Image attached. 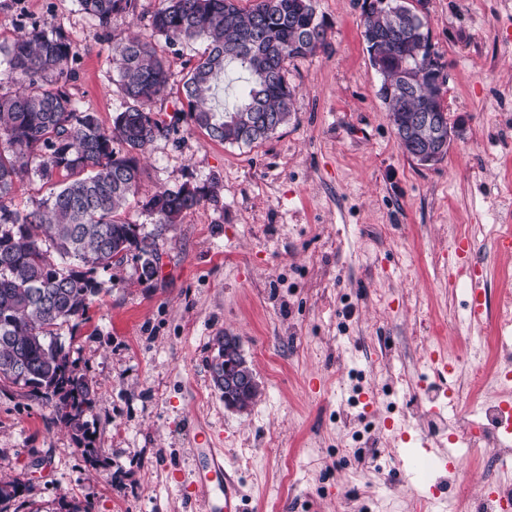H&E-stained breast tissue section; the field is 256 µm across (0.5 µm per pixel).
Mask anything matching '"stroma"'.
I'll use <instances>...</instances> for the list:
<instances>
[{
	"instance_id": "obj_1",
	"label": "stroma",
	"mask_w": 512,
	"mask_h": 512,
	"mask_svg": "<svg viewBox=\"0 0 512 512\" xmlns=\"http://www.w3.org/2000/svg\"><path fill=\"white\" fill-rule=\"evenodd\" d=\"M160 0H136L108 27L77 0H0V42L45 21L74 39L69 91L111 127L122 98L113 49L150 36ZM327 38L287 64L298 92L268 139H210L190 122L145 151L144 186L216 182L217 200L187 213L161 243L163 270L140 283L135 261L102 273L85 322L62 329L97 398L77 441L52 403L0 388V476L19 479L0 512H202L170 480L191 473L193 433L220 435L224 464L247 512H419L408 462L393 455L394 424L433 443L466 441L499 387L471 393L474 364H512V325L497 298L512 294V0H427L432 41L448 64L443 104L456 134L422 166L403 153L377 96L360 0H315ZM204 42L160 44L171 71L153 111L181 106ZM467 238V274L448 284V248ZM487 314L469 323L471 278ZM240 337L260 384L252 410L225 408L209 363L213 336ZM455 363L456 411L426 364ZM322 381L311 390V377ZM373 401H366V394ZM490 450L465 451L459 473L433 471L447 512H478Z\"/></svg>"
}]
</instances>
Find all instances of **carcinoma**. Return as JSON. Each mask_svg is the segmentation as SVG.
I'll return each mask as SVG.
<instances>
[{"label":"carcinoma","instance_id":"1","mask_svg":"<svg viewBox=\"0 0 512 512\" xmlns=\"http://www.w3.org/2000/svg\"><path fill=\"white\" fill-rule=\"evenodd\" d=\"M82 10L107 25L112 15L134 12L135 0H79ZM402 0H386L362 14L369 61L380 76L377 95L397 128L417 112H440V89L430 81L427 18L397 24ZM152 32L168 43L203 38L205 54L184 83L186 107L164 115L148 109L166 91L169 72L152 41L133 37L114 48L122 110L112 127L80 108L68 90L80 56L74 40L39 25L0 45V385L55 401L57 421L78 433L96 390L70 361L58 330L87 320L103 282L99 272L128 259L139 280L159 272V239L187 212L217 197L212 184L141 193V156L178 123H191L218 141L253 145L288 124L296 90L286 63L324 44L326 30L314 0H163ZM245 85L218 112L215 90L228 71ZM36 175L54 184L49 196L19 210L6 204L17 183ZM154 217L152 231L122 218L130 199ZM209 368L224 391V336Z\"/></svg>","mask_w":512,"mask_h":512}]
</instances>
